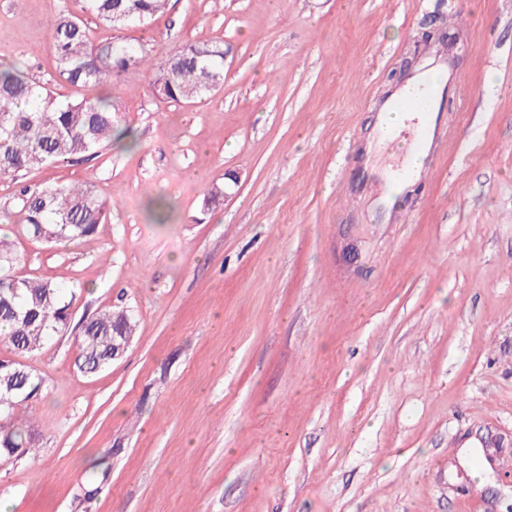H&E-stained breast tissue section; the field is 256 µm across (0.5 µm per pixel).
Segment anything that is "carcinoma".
Listing matches in <instances>:
<instances>
[{
    "label": "carcinoma",
    "instance_id": "carcinoma-1",
    "mask_svg": "<svg viewBox=\"0 0 512 512\" xmlns=\"http://www.w3.org/2000/svg\"><path fill=\"white\" fill-rule=\"evenodd\" d=\"M101 22L120 29L165 13L168 0H83ZM53 49L58 76L66 83L99 85L146 61L147 52L112 42L91 41L83 20L70 14L54 20ZM224 82V42L188 44L169 56L153 73L158 92L172 101H195ZM113 105L108 97L59 101L16 69H0V178L15 176L49 162L71 161L112 142ZM27 233L45 242L63 243L90 237L106 215L108 204L88 186H50L21 190ZM13 264L11 243L0 238V329L15 354L38 350L45 339L66 329L70 303L49 279L18 278L5 268ZM134 322L123 310H105L81 327L78 369L95 373L112 364V339L133 336ZM44 381L22 363L0 362V466L29 453L28 429L15 422V410L36 396Z\"/></svg>",
    "mask_w": 512,
    "mask_h": 512
}]
</instances>
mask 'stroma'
<instances>
[{
  "label": "stroma",
  "mask_w": 512,
  "mask_h": 512,
  "mask_svg": "<svg viewBox=\"0 0 512 512\" xmlns=\"http://www.w3.org/2000/svg\"><path fill=\"white\" fill-rule=\"evenodd\" d=\"M61 13L149 66L65 83ZM433 27L464 43L442 134L389 197L380 99ZM203 40L230 50L223 85L157 96L152 67ZM5 67L115 108L108 146L0 179L14 274L72 297L68 329L22 359L45 385L16 411L33 451L0 470L11 512H512V0H169L118 30L79 0H0ZM73 184L105 221L31 239L21 189ZM220 186L232 201L205 206ZM106 308L135 335L81 372L80 324Z\"/></svg>",
  "instance_id": "stroma-1"
}]
</instances>
